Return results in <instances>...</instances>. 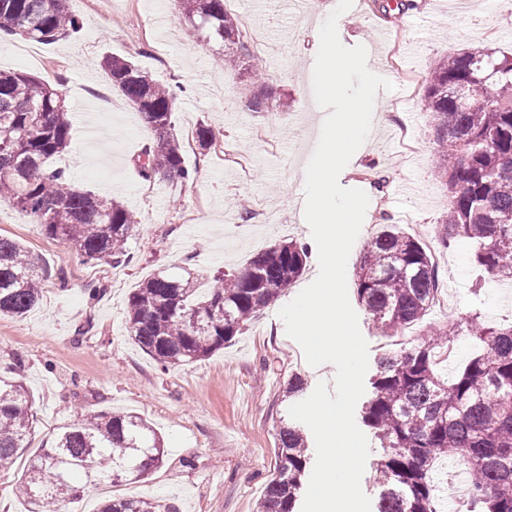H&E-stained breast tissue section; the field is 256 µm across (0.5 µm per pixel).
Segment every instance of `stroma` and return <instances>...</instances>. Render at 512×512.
I'll return each instance as SVG.
<instances>
[{
    "instance_id": "obj_1",
    "label": "stroma",
    "mask_w": 512,
    "mask_h": 512,
    "mask_svg": "<svg viewBox=\"0 0 512 512\" xmlns=\"http://www.w3.org/2000/svg\"><path fill=\"white\" fill-rule=\"evenodd\" d=\"M303 14L285 0H227L238 17L249 48L265 70L272 93L266 111L247 107L240 75L224 65V44L183 17L177 0H112L99 16L89 0H70L80 20L77 34L36 44L38 61L13 55L21 36L0 37V70L24 72L48 81L64 77L62 92L74 109L70 144L55 166L65 168L75 186L112 194L133 210L138 225L130 237L129 261L116 267L86 263L71 246L48 238L33 218L0 198V235L23 243L56 278L44 285L40 304L24 318H0V365L20 358L33 397L35 433L28 448L0 474V512H24L16 486L30 459L49 447L58 429L80 415L107 410L133 412L146 419L163 440V464L134 483L90 488L68 512H95L101 500L159 497L180 512H256L277 457L276 430L284 413L283 390L290 378L304 379L307 391L333 384L335 368L310 366L300 345L278 316L317 276L318 250L302 221L303 187L295 177L319 140L326 116L314 99L312 31L336 0H309ZM383 0H354L349 22L338 35L348 46L363 42L373 25L392 30L382 47L379 76L392 83L379 91L386 120L362 145V156L340 184L370 192L360 233L351 249L361 256L381 224L414 233L425 225L421 243L437 259L439 283L449 311L429 310L413 323L411 335H379L366 314L359 328L368 343L365 385H372L382 357L417 338L477 317L488 324L512 323V304H501L502 284L473 262L470 245L444 242L441 219L448 192L439 177L444 164L423 107L425 86L435 64L448 54L497 46L512 51V0H418L397 16L386 15ZM136 64L177 93L176 132L208 127L223 156L183 151L190 172L205 179L184 185L147 182L132 159L153 137L151 129L119 93L111 92L100 67L104 54ZM110 91L112 125L97 151H90L84 114L95 107V92ZM288 101L280 109L279 101ZM419 145L404 159L400 131ZM247 170H240V162ZM418 181L423 200L413 206L397 199L395 185ZM251 218H244V211ZM296 239L310 249L302 275L276 306L261 311L238 336L213 355L168 371L129 337L124 310L130 294L160 271L190 272L210 284L218 270H238L257 252ZM103 293L90 300L89 283Z\"/></svg>"
}]
</instances>
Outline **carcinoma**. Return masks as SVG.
I'll list each match as a JSON object with an SVG mask.
<instances>
[{"instance_id":"obj_1","label":"carcinoma","mask_w":512,"mask_h":512,"mask_svg":"<svg viewBox=\"0 0 512 512\" xmlns=\"http://www.w3.org/2000/svg\"><path fill=\"white\" fill-rule=\"evenodd\" d=\"M188 21L224 41L230 67L251 56L225 0H180ZM80 27L69 0H0V34L54 42ZM101 67L112 88L154 132L133 159L141 178L189 180L175 133L176 94L131 61L106 54ZM251 111L269 91L259 64L247 70ZM448 190L446 238L463 239L475 262L512 280V52H461L438 62L424 93ZM72 120L54 84L23 72L0 71V197L42 224L45 234L75 246L90 263L129 261L124 249L137 222L120 202L75 187L49 165L69 146ZM308 247L290 240L254 255L238 271L218 272L201 289L191 276L159 272L130 295L127 331L164 371L205 358L242 335L303 273ZM49 270L19 241L0 236V315L22 318L42 299ZM438 282L430 256L413 236L384 224L365 247L355 273L359 303L379 333L391 336L423 318ZM469 335L483 349L450 381L435 370V354L455 324L384 357L364 422L383 455L376 476L388 486L378 512H432L429 463L467 462L479 512H512V324L474 320ZM23 361L0 367V472L10 468L34 433L32 397L20 377ZM276 472L257 512H295L310 463L301 430L280 420ZM160 436L133 413L97 411L61 427L53 445L29 463L18 493L28 512H64L92 486L119 485L163 463ZM100 512H179L152 498L113 499Z\"/></svg>"}]
</instances>
